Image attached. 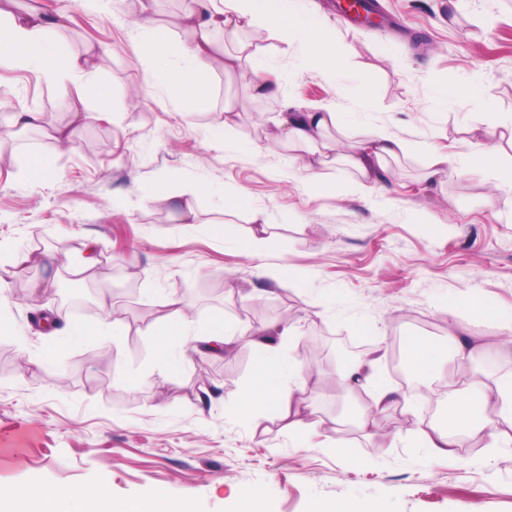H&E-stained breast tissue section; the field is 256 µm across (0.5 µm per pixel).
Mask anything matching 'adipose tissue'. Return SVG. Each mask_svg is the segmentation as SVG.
<instances>
[{
  "instance_id": "adipose-tissue-1",
  "label": "adipose tissue",
  "mask_w": 512,
  "mask_h": 512,
  "mask_svg": "<svg viewBox=\"0 0 512 512\" xmlns=\"http://www.w3.org/2000/svg\"><path fill=\"white\" fill-rule=\"evenodd\" d=\"M62 14H15L0 8V64L17 67L35 65L45 77L59 81L89 72V59L68 55L61 51L54 34L63 26ZM181 26L191 30L195 38L186 43L175 39L161 28L146 29L145 49L153 73L162 81L169 95L184 111L202 105L211 90L210 76L214 69L225 73L236 72L242 57L224 50L211 37L221 28L238 31L248 26H265L278 40L275 48L251 47L250 56L263 60L273 54H284L293 45H300L306 62L326 73L340 67L344 49L337 43L333 30L318 16L306 9L291 7L289 0H190L180 18ZM356 113L339 112L325 106L306 112H282L278 128L282 138L293 144H315L329 128L344 129L357 124ZM406 143L383 129L369 130L349 155V162L361 176L354 190H364L368 181L377 177L388 160L405 154ZM490 175L499 174L496 155L463 153L453 159L433 152L425 170L427 182L434 183L450 176L455 162ZM167 311L161 327L152 329L156 338L155 361L159 370L168 366L185 367L194 352L221 351L234 337L244 338L256 354L255 372L244 388L239 412L250 419L260 413L280 418L290 417L306 401L307 374L301 361L282 364L279 346L293 336L292 326L279 323L249 327L212 322L200 335L190 336V320L183 312L177 290H170L166 298ZM447 345L416 341L409 345L407 355L412 366L421 373L442 375L449 358L475 361L483 345L468 334L465 324L449 321ZM194 340V350H185L187 340ZM376 359H360L340 365L337 375L348 391L364 398L356 414L360 429L369 430L372 416L398 405L402 395L397 388L375 381ZM453 397L444 408V425L417 428L419 447L440 456H454L465 437L481 428L493 430L497 446H512V377L493 381L482 379L478 372L453 383ZM0 512H181L168 492H160L143 502L111 506L107 495L93 487H79L61 496L48 498L30 492L12 497L0 496Z\"/></svg>"
}]
</instances>
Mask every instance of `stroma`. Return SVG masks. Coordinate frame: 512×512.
Returning a JSON list of instances; mask_svg holds the SVG:
<instances>
[{
	"label": "stroma",
	"instance_id": "1",
	"mask_svg": "<svg viewBox=\"0 0 512 512\" xmlns=\"http://www.w3.org/2000/svg\"><path fill=\"white\" fill-rule=\"evenodd\" d=\"M382 27L341 20L336 0H294L337 27L349 48L339 80L309 68L301 50L275 56L270 83L284 96L256 97L255 66L214 72L213 92L184 112L152 77L136 40L143 20L192 42L179 17L185 0H14L17 9L64 14L56 39L65 52L88 56L91 73L59 89L34 69L0 66V123L37 109V140L20 131L0 138V245L28 252L34 229L48 238L43 254L64 255L85 239L96 243L110 272L79 278L46 264L0 263V478L44 494L97 487L121 505L162 488L188 512H238L242 494L264 493V512H512V447L441 457L416 447L401 407L374 415L367 438L354 415L358 396L337 388L333 337L386 348L390 336L445 343L449 320L494 343L502 332L471 309L484 301L512 312V182L460 173L427 184L426 154L496 151L512 169V0H377ZM479 78L488 101L436 105L434 87ZM111 90L110 108L94 104L95 84ZM406 141L388 161L380 190L360 193L345 158L359 129L329 130L327 165L307 149L275 138L285 103L331 105L357 112ZM236 105L225 115V102ZM86 118L60 149L74 112ZM230 125L228 138L212 131ZM50 160L33 175L31 160ZM333 183L313 192L309 174ZM240 200L222 208L221 198ZM260 232L266 251L251 256L231 242ZM285 265L300 285L261 276L259 266ZM39 281L46 306L82 296L94 312L78 315L88 337L42 336L32 304L15 296L13 279ZM177 290L195 314L192 329L213 317L249 325L292 312L297 342L323 348L308 381L298 432L272 415L243 420L239 394L253 376L255 354L238 339L223 354L194 357L158 383L155 340L148 329ZM120 312L123 336L101 364L98 310ZM412 419H440L450 388L405 366ZM343 425H335L336 416Z\"/></svg>",
	"mask_w": 512,
	"mask_h": 512
}]
</instances>
